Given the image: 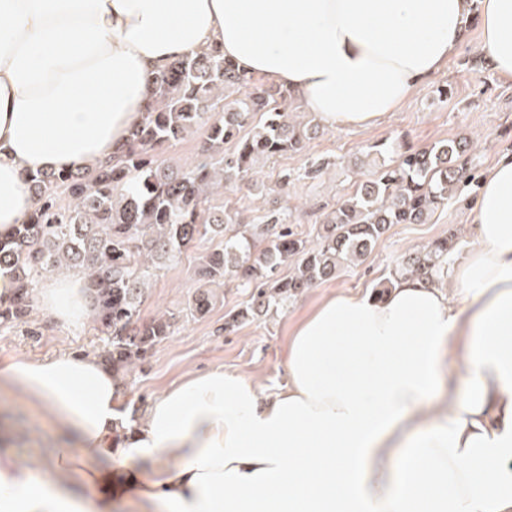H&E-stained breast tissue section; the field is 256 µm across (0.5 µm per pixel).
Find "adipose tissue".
Masks as SVG:
<instances>
[{"label":"adipose tissue","mask_w":512,"mask_h":512,"mask_svg":"<svg viewBox=\"0 0 512 512\" xmlns=\"http://www.w3.org/2000/svg\"><path fill=\"white\" fill-rule=\"evenodd\" d=\"M471 0H0V236L38 171L108 160L154 76L209 46L283 85L329 128L365 129L457 53ZM483 58L512 81V0H480ZM477 243L384 296L335 292L295 327L288 382L182 378L132 430L96 357L15 356L0 388L51 420L36 459L0 429V512H512V154L486 173ZM461 289L454 299L439 280ZM55 324L89 311L49 279Z\"/></svg>","instance_id":"obj_1"}]
</instances>
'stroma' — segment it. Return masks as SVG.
Segmentation results:
<instances>
[{"mask_svg": "<svg viewBox=\"0 0 512 512\" xmlns=\"http://www.w3.org/2000/svg\"><path fill=\"white\" fill-rule=\"evenodd\" d=\"M481 37L480 26H472L448 67L413 89L403 105L377 126L320 129L302 151L260 166L251 194L228 193L216 198L215 206L238 210L244 221L252 223L258 222L265 209L291 207L294 232L311 242L336 201L355 191L362 179L365 154L374 143L424 148L467 137L474 143V172L485 173L501 156L512 154V83L501 81L490 68L472 69V58L481 53ZM443 87L449 88L448 97H439ZM313 158H331L337 165L321 179L278 187L280 172H295ZM466 198V193H458L428 223L391 225L361 264L341 268L335 277L259 315L250 311L251 289L213 284L209 287L210 311L190 317L189 307L199 287L193 268L214 246L209 239L197 242L180 263L157 271L139 307V323L167 314L175 317L176 325L171 336L155 343L145 360L121 377L124 428L138 424L150 401L190 372L221 366L259 379L270 392L284 386L288 342L297 323L323 295L336 290L374 293L392 279L403 252L439 237L452 234L457 238L450 262L469 253L475 241L467 222ZM233 314L239 320L233 331H225L224 322ZM110 341L88 320L71 327L50 324L36 305L23 321L0 323V361L18 354L40 358L60 351L96 357ZM2 426L14 431L15 450L25 457L43 456L61 440L53 424L26 402L4 392H0Z\"/></svg>", "mask_w": 512, "mask_h": 512, "instance_id": "1", "label": "stroma"}]
</instances>
